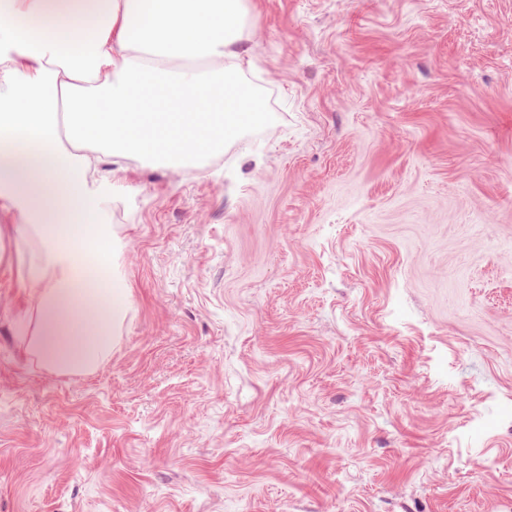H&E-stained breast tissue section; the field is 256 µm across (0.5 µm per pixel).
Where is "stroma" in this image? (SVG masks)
Segmentation results:
<instances>
[{
    "label": "stroma",
    "instance_id": "1",
    "mask_svg": "<svg viewBox=\"0 0 512 512\" xmlns=\"http://www.w3.org/2000/svg\"><path fill=\"white\" fill-rule=\"evenodd\" d=\"M248 8L270 122L100 199L111 360L0 264V512H512V0Z\"/></svg>",
    "mask_w": 512,
    "mask_h": 512
}]
</instances>
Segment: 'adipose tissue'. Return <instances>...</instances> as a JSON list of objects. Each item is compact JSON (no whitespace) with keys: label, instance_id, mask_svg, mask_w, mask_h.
I'll use <instances>...</instances> for the list:
<instances>
[{"label":"adipose tissue","instance_id":"ef3b65f1","mask_svg":"<svg viewBox=\"0 0 512 512\" xmlns=\"http://www.w3.org/2000/svg\"><path fill=\"white\" fill-rule=\"evenodd\" d=\"M245 0H0V224L26 308V358L57 375L108 362L132 310L121 242L96 212L119 160L199 166L267 110L241 88Z\"/></svg>","mask_w":512,"mask_h":512}]
</instances>
